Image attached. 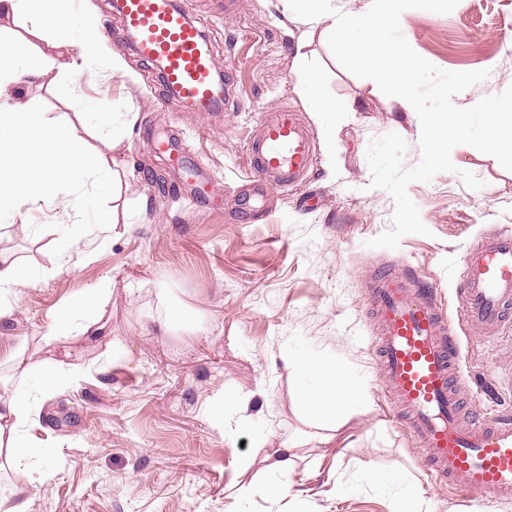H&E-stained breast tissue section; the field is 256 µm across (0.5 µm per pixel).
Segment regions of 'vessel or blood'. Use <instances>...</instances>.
<instances>
[{
	"label": "vessel or blood",
	"instance_id": "b4317fda",
	"mask_svg": "<svg viewBox=\"0 0 512 512\" xmlns=\"http://www.w3.org/2000/svg\"><path fill=\"white\" fill-rule=\"evenodd\" d=\"M128 43L148 65L161 68L169 91L195 111H214L217 93L201 29L172 0H113ZM268 185L297 186L314 167L316 149L295 112L266 118L247 147ZM457 294L470 325L495 327L512 305V235L492 232L466 256ZM372 311L380 326L378 349L385 391L418 447L462 497L512 494V420L462 421L459 345L435 290L418 275L383 270L371 281Z\"/></svg>",
	"mask_w": 512,
	"mask_h": 512
}]
</instances>
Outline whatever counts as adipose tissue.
Listing matches in <instances>:
<instances>
[{"mask_svg": "<svg viewBox=\"0 0 512 512\" xmlns=\"http://www.w3.org/2000/svg\"><path fill=\"white\" fill-rule=\"evenodd\" d=\"M67 0H0V15L20 17L25 32L0 28V84L23 75L38 77L53 71L75 70L86 63L97 46L89 24L74 25L65 14ZM288 12L300 17L310 31L323 36L343 32L354 23L369 30L367 41L355 50L359 66L374 67L380 56H398V48L387 41L386 18L370 13L354 18L342 15L333 0H286ZM23 151L15 164H0V195H10L17 204L54 202L74 184L90 182L115 187L120 174L113 160L90 146L78 125L60 122L47 113L0 104V147ZM112 296V281L102 278L91 292L65 297L51 315L46 333L38 338L39 349H58L61 338L76 336L95 340L107 328L105 308ZM306 410L333 421L360 400L335 367L320 370L316 390L301 391ZM35 402L27 381H19L8 397H0V447L8 448L12 463L19 464L41 453L35 441H18L14 433L30 420Z\"/></svg>", "mask_w": 512, "mask_h": 512, "instance_id": "adipose-tissue-1", "label": "adipose tissue"}]
</instances>
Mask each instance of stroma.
<instances>
[{
	"label": "stroma",
	"instance_id": "1",
	"mask_svg": "<svg viewBox=\"0 0 512 512\" xmlns=\"http://www.w3.org/2000/svg\"><path fill=\"white\" fill-rule=\"evenodd\" d=\"M186 3L224 70L222 111L194 112L148 74L109 0H88L100 36L93 60L53 83L25 75L0 87V103L61 121L83 113L101 128L95 147L116 160L124 181L118 203L97 187L74 186L79 208L41 202L0 230V254L23 259L32 279L13 289L12 310L0 318V352L46 332L63 298L112 280L106 337L76 343L69 384L37 392L35 422L20 433L44 452L19 466L0 463V503L12 506L21 489L28 512H396L411 487L421 512H512V498L490 506L451 493L395 419L368 294L375 269L412 268L457 320L455 288L469 249L487 232H512V171L455 147V172L407 189L428 235L404 236L395 249L368 247L391 228L395 208L387 192L369 187L368 144L398 133L408 143L405 166L415 165L417 114L345 70L326 38L304 39L305 25L283 0ZM401 29L440 69L487 71L454 96L456 106L512 85V0H459L448 14L411 9ZM116 54L135 79L105 78ZM298 57L317 72L323 97L351 106L337 113L334 140L292 67ZM283 107L312 135L316 166L296 190H266L255 213L247 144L265 114ZM463 170L483 187H466ZM111 207L118 222L107 229L96 218ZM62 236L73 246L60 255L50 243ZM176 306L199 325L165 327ZM459 336L474 416H512V328L470 326ZM299 357L313 370L295 374ZM323 365L336 366L366 412L348 410L334 424L308 416L300 393L317 387ZM279 448L295 451L285 477L273 468ZM391 467L398 480L364 476Z\"/></svg>",
	"mask_w": 512,
	"mask_h": 512
}]
</instances>
